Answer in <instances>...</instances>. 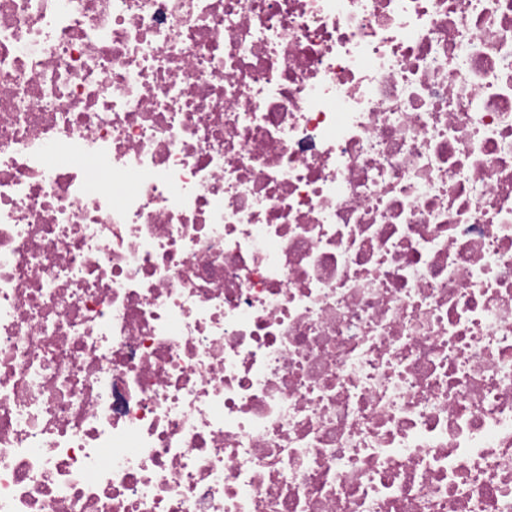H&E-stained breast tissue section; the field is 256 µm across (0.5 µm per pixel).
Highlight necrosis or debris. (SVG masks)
Segmentation results:
<instances>
[{
	"label": "necrosis or debris",
	"mask_w": 512,
	"mask_h": 512,
	"mask_svg": "<svg viewBox=\"0 0 512 512\" xmlns=\"http://www.w3.org/2000/svg\"><path fill=\"white\" fill-rule=\"evenodd\" d=\"M0 512H512V0H0Z\"/></svg>",
	"instance_id": "necrosis-or-debris-1"
}]
</instances>
